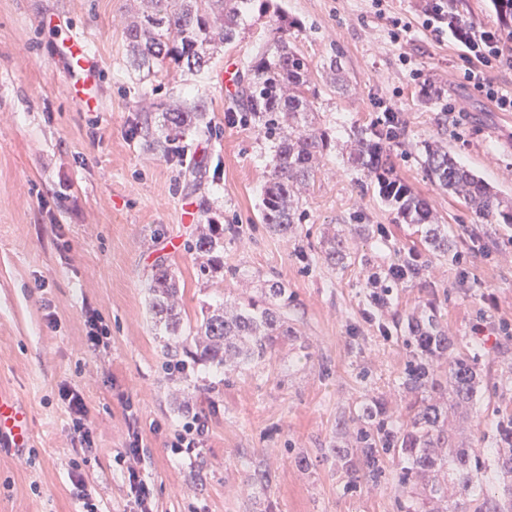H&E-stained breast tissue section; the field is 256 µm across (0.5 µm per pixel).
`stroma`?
Segmentation results:
<instances>
[{
  "label": "stroma",
  "instance_id": "1",
  "mask_svg": "<svg viewBox=\"0 0 512 512\" xmlns=\"http://www.w3.org/2000/svg\"><path fill=\"white\" fill-rule=\"evenodd\" d=\"M295 21L292 41L311 64L310 100L318 127L336 145L301 192L296 235L270 233L257 219L274 151L258 123L236 106L235 80L270 40L257 0L247 26L218 45L207 67L168 65L150 75L129 60L125 25L140 0H0V389L30 414L28 448L0 446V512H79L69 479L81 473L101 512H133L126 465L128 424L141 434L142 477L152 512H398L391 480L356 488L326 451L363 402L403 414L398 376L407 359L406 317L436 298L458 350L478 360L480 389L448 423L453 442L482 458L492 427L512 411V225L475 216L424 176L425 143L447 145L456 161L512 201V112L499 111L462 79V48L428 26L426 0H273ZM408 22L395 32L392 21ZM83 36L94 72L71 70L72 34ZM342 52L346 89L323 70ZM441 93L421 96L423 83ZM204 105L213 133H187L183 163L154 151L147 120L166 108ZM464 107L463 116L450 115ZM401 112L397 175L448 227V257L424 281L394 291L386 306L369 297L373 274L407 258L412 225L347 164L349 132ZM224 224V280L205 282L187 249L196 225ZM368 226L353 236L344 268L327 265L325 230ZM181 285L188 322L202 310L252 291L258 275L288 287L296 345L280 346L252 373L226 378L195 364L165 367L147 306L158 260ZM111 338L97 353L85 309ZM78 390L92 444L70 445L72 420L62 387ZM190 389L209 436L192 456L167 448L185 418L173 405ZM271 474L251 486L247 468Z\"/></svg>",
  "mask_w": 512,
  "mask_h": 512
}]
</instances>
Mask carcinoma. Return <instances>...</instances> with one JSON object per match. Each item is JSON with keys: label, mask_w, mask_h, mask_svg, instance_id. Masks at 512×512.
<instances>
[{"label": "carcinoma", "mask_w": 512, "mask_h": 512, "mask_svg": "<svg viewBox=\"0 0 512 512\" xmlns=\"http://www.w3.org/2000/svg\"><path fill=\"white\" fill-rule=\"evenodd\" d=\"M250 0H149L126 27L128 52L138 69L152 70L167 61L199 70L210 59L215 43H229L240 32L243 6ZM502 29L512 33V0H493ZM296 22L275 10L269 16V45L245 65V83L238 96L241 111L258 120L274 144V164L260 205V219L282 237L297 233L304 211L300 190L314 179L319 162L331 147L325 130L315 127L307 96L310 64L289 40ZM210 127L208 113L199 105L189 111L169 109L159 114L152 145L166 158H182L179 137L199 127ZM354 149L347 158L351 169L394 206L404 223L417 227L422 250L411 259L413 273L400 281L385 280L374 288V303L388 300L392 290L425 276L431 259L448 257V231L438 223L429 202L401 180L391 160L397 135L375 125L350 129ZM423 171L431 184L461 199L479 217L495 224H512V204L483 179L459 165L448 148L425 146ZM201 276L224 277V225L209 218L197 225L189 245ZM321 253L331 266L351 258L348 237L327 232ZM256 294L230 308L219 304L202 311L194 326H186L179 297L178 277L163 262L148 283V310L159 327L163 353L181 354L209 364L230 378L259 368L276 349L297 339L288 323V287L274 277L258 278ZM408 357L400 382L409 394L406 413L388 415L381 404L362 405L349 418L353 445L332 446L328 452L341 462L346 485L376 483L393 466L400 512H427L433 501L448 498L453 483L461 500L448 512H462V501H479L475 512H512V488L496 499L485 494L487 469L470 449L454 445L448 419L455 408L476 396L477 362L471 355L452 352V338L442 323L436 298L427 300L409 318L403 337ZM494 466L512 473V416L495 428Z\"/></svg>", "instance_id": "carcinoma-1"}]
</instances>
